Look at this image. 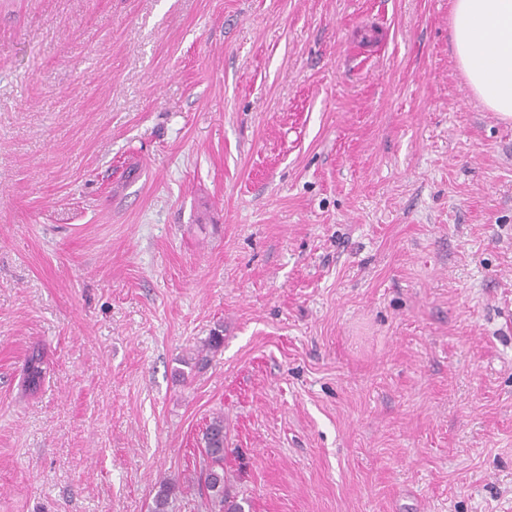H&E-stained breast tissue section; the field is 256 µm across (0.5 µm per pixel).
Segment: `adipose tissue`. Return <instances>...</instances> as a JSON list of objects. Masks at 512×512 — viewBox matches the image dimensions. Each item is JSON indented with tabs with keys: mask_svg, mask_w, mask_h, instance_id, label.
Returning a JSON list of instances; mask_svg holds the SVG:
<instances>
[{
	"mask_svg": "<svg viewBox=\"0 0 512 512\" xmlns=\"http://www.w3.org/2000/svg\"><path fill=\"white\" fill-rule=\"evenodd\" d=\"M452 48L472 94L512 119V0H452Z\"/></svg>",
	"mask_w": 512,
	"mask_h": 512,
	"instance_id": "adipose-tissue-1",
	"label": "adipose tissue"
}]
</instances>
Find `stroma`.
Returning <instances> with one entry per match:
<instances>
[{
  "label": "stroma",
  "instance_id": "1",
  "mask_svg": "<svg viewBox=\"0 0 512 512\" xmlns=\"http://www.w3.org/2000/svg\"><path fill=\"white\" fill-rule=\"evenodd\" d=\"M450 3L0 0V512H215L218 415L246 512H512V120ZM45 353L40 347H34L22 365V383L26 392H36L45 375ZM202 441L208 460L204 486L209 496L218 500L222 512H244L242 505L230 497L225 489L228 477L224 471V418L217 416L205 428ZM232 499V500H231Z\"/></svg>",
  "mask_w": 512,
  "mask_h": 512
}]
</instances>
